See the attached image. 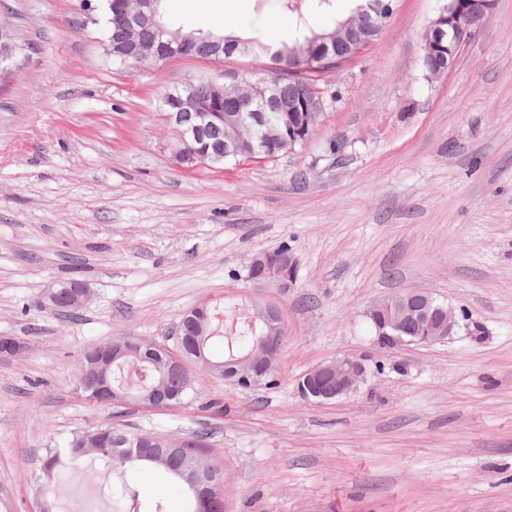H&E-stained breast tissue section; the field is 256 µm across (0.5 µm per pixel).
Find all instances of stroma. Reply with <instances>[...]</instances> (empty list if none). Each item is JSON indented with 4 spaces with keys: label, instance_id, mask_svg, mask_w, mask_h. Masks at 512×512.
I'll use <instances>...</instances> for the list:
<instances>
[{
    "label": "stroma",
    "instance_id": "35a3bbf8",
    "mask_svg": "<svg viewBox=\"0 0 512 512\" xmlns=\"http://www.w3.org/2000/svg\"><path fill=\"white\" fill-rule=\"evenodd\" d=\"M445 0H397L376 42L331 74L316 134L272 160L186 169L165 148L163 88L261 61L181 58L128 71L105 57L81 0H0L26 47L0 88V512H34L41 462L111 422L73 384L84 351L139 336L175 342L204 302H250L246 266L291 247L295 288L267 289L287 335L272 387L198 375L196 403L126 412L128 430L179 440L207 430L225 512H512V0L441 77L421 44ZM185 30L260 21L292 35L270 0H167ZM76 279L79 313L45 295ZM423 289L484 328L382 356L365 312ZM350 355L383 360L340 400L303 402L298 379ZM141 508L183 489L128 469Z\"/></svg>",
    "mask_w": 512,
    "mask_h": 512
}]
</instances>
